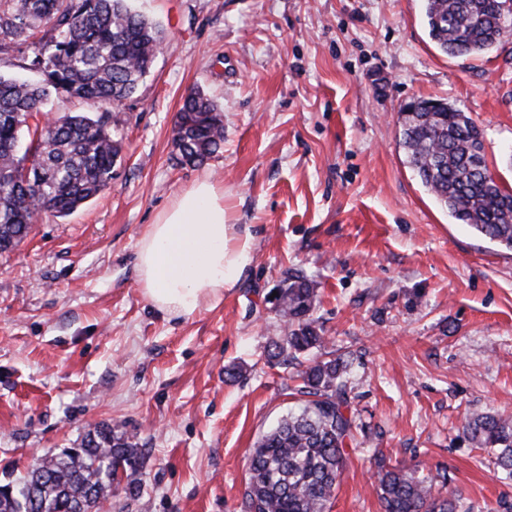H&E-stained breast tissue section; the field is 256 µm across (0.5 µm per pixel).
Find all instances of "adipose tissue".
<instances>
[{
  "label": "adipose tissue",
  "instance_id": "adipose-tissue-1",
  "mask_svg": "<svg viewBox=\"0 0 512 512\" xmlns=\"http://www.w3.org/2000/svg\"><path fill=\"white\" fill-rule=\"evenodd\" d=\"M143 296L168 315L220 302L252 262L249 230L227 221L224 190L196 181L150 224L137 247Z\"/></svg>",
  "mask_w": 512,
  "mask_h": 512
}]
</instances>
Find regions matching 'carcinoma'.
I'll list each match as a JSON object with an SVG mask.
<instances>
[{
    "instance_id": "carcinoma-1",
    "label": "carcinoma",
    "mask_w": 512,
    "mask_h": 512,
    "mask_svg": "<svg viewBox=\"0 0 512 512\" xmlns=\"http://www.w3.org/2000/svg\"><path fill=\"white\" fill-rule=\"evenodd\" d=\"M512 0H425L431 40L453 56L498 45ZM162 30L133 11L128 0H0V54L17 53L35 82L0 75V254L28 236L34 215L67 216L112 185L122 143L112 135V112L130 99L149 72ZM53 96L96 107L69 113L50 125L29 124ZM176 159L202 163L224 143V115L198 88L188 90L173 126ZM398 145L422 186L448 214L478 234L512 249V190L499 185L484 157L483 132L444 99H425L399 115ZM276 315L287 326L271 342V361L297 360L325 345L312 312L317 289L301 272L288 274ZM349 365L342 356L316 360L301 372L303 407L267 432L247 462L248 512H327L355 442L347 393ZM463 434L487 453L493 471L512 479V419L490 413L466 420ZM144 449L136 436L97 426L79 447L35 460L4 483L36 488L31 512H99L125 485L138 495ZM381 512H474L460 493L441 489L448 474L418 477L376 459Z\"/></svg>"
}]
</instances>
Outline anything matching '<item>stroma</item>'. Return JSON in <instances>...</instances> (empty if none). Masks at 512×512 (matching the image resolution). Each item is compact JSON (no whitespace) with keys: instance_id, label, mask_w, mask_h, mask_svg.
<instances>
[{"instance_id":"35a3bbf8","label":"stroma","mask_w":512,"mask_h":512,"mask_svg":"<svg viewBox=\"0 0 512 512\" xmlns=\"http://www.w3.org/2000/svg\"><path fill=\"white\" fill-rule=\"evenodd\" d=\"M131 5L164 41L114 111L124 151L111 188L39 216L0 256V472L23 474L104 423L137 434L146 464L139 497L116 489L101 512H244L250 449L301 404L296 366L265 358L284 334L270 296L299 270L317 284L326 351L351 361L360 426L329 512H379L378 455L447 470L475 512L512 500L462 434L468 417H512V251L449 216L397 144L401 108L446 99L512 188V36L444 54L422 0ZM193 87L224 111V147L197 167L172 145ZM205 176L252 234L253 262L222 301L172 317L143 297L136 245Z\"/></svg>"}]
</instances>
